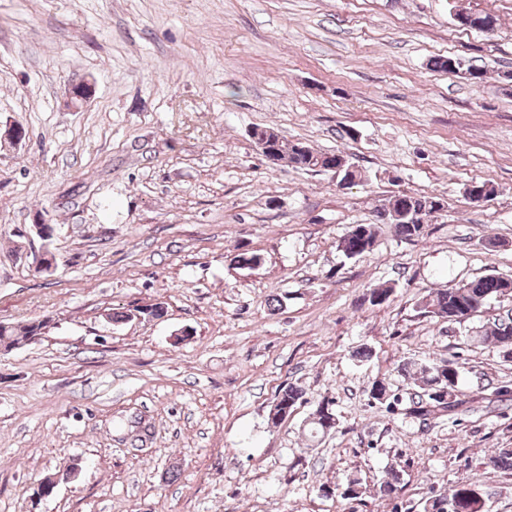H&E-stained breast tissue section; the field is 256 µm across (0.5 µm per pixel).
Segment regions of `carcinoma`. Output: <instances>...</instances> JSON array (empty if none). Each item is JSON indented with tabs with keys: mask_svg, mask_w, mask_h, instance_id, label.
<instances>
[{
	"mask_svg": "<svg viewBox=\"0 0 512 512\" xmlns=\"http://www.w3.org/2000/svg\"><path fill=\"white\" fill-rule=\"evenodd\" d=\"M471 19V29L493 30L495 19L489 14L463 11ZM434 68L440 71H463L470 79L480 81L483 70L466 64V61L455 56L441 57L433 62ZM257 135H268L278 144L279 151L288 164L299 169L313 170V167L322 165L327 167L335 156L333 152H322L312 149L302 142H285L277 133L268 128L254 129ZM432 200V197L415 193H403L395 196L383 205L387 210L409 212L422 208ZM390 231L400 240L413 242L423 237L425 230L420 224H389ZM378 226L375 224H355L347 230L341 238L339 248L348 258L359 257L371 252L377 242ZM500 296L512 298V276L487 274L478 279L457 284L448 288H438L430 293L429 298L421 302L426 313L444 319L450 323L457 322V318L465 311L484 313L497 303ZM41 321L18 323L13 327L0 328L1 343H18L40 328ZM482 339L490 341L500 349L503 356L512 352V318L495 316L489 319V329L482 335ZM398 372L404 378L413 380L417 390L409 397L410 412L420 418L426 419L435 412L456 411L464 401L456 399L455 391L461 377L460 368L446 360L418 363L404 361L398 366ZM304 391L295 386L288 385L281 388L275 396L276 408L293 412L302 400ZM454 499L460 512H487L486 501L481 493L469 485H456L448 494Z\"/></svg>",
	"mask_w": 512,
	"mask_h": 512,
	"instance_id": "1",
	"label": "carcinoma"
}]
</instances>
